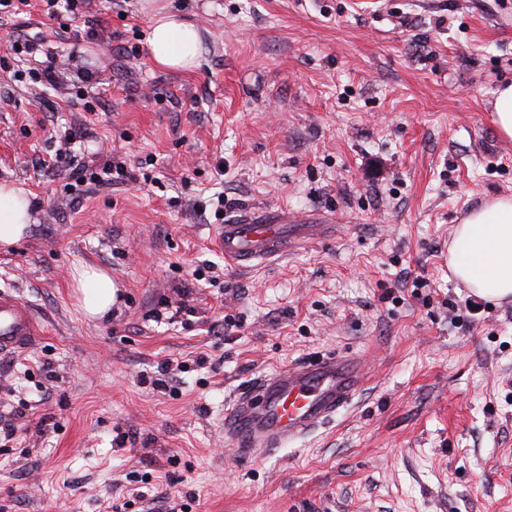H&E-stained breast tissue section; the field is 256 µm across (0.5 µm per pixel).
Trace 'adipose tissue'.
Instances as JSON below:
<instances>
[{
    "label": "adipose tissue",
    "mask_w": 512,
    "mask_h": 512,
    "mask_svg": "<svg viewBox=\"0 0 512 512\" xmlns=\"http://www.w3.org/2000/svg\"><path fill=\"white\" fill-rule=\"evenodd\" d=\"M150 13L147 42L156 65L169 70L198 66L202 41L197 28L168 4L152 5ZM30 222L28 190L19 183H0V245L16 244ZM448 266L481 299L512 296V196L494 198L463 218L448 249ZM73 279L88 316L101 317L111 310L115 288L106 270L80 265Z\"/></svg>",
    "instance_id": "ef3b65f1"
}]
</instances>
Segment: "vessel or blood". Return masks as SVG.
<instances>
[{
  "mask_svg": "<svg viewBox=\"0 0 512 512\" xmlns=\"http://www.w3.org/2000/svg\"><path fill=\"white\" fill-rule=\"evenodd\" d=\"M325 230L322 224L289 223L281 211H262L220 225L214 244L226 262L245 270ZM34 334L35 321L28 309L14 297L0 295V354L27 348ZM363 382L359 361L335 356L260 378L225 411L224 436L243 458L261 448L275 451L331 419Z\"/></svg>",
  "mask_w": 512,
  "mask_h": 512,
  "instance_id": "b4317fda",
  "label": "vessel or blood"
}]
</instances>
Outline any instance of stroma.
Masks as SVG:
<instances>
[{"mask_svg": "<svg viewBox=\"0 0 512 512\" xmlns=\"http://www.w3.org/2000/svg\"><path fill=\"white\" fill-rule=\"evenodd\" d=\"M142 0L0 10V182L33 222L0 293L35 319L0 357V512H512V297L448 268L456 224L512 195L491 105L512 80V0H172L191 71L158 67ZM128 178L66 188L39 165ZM265 208L330 232L238 272L222 220ZM106 269L86 317L75 266ZM186 311H179V304ZM319 356L366 376L327 423L243 459L224 409ZM73 279L80 293V304L90 317H102L114 302L115 288L112 276L104 269L92 265L75 267Z\"/></svg>", "mask_w": 512, "mask_h": 512, "instance_id": "35a3bbf8", "label": "stroma"}]
</instances>
